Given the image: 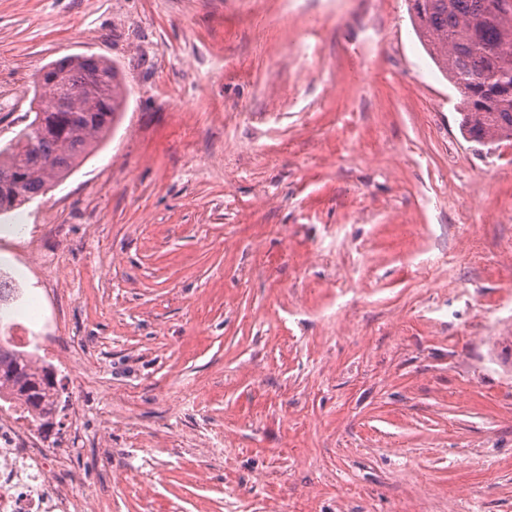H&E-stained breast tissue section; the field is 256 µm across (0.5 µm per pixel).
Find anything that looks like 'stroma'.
Instances as JSON below:
<instances>
[{"instance_id": "stroma-1", "label": "stroma", "mask_w": 512, "mask_h": 512, "mask_svg": "<svg viewBox=\"0 0 512 512\" xmlns=\"http://www.w3.org/2000/svg\"><path fill=\"white\" fill-rule=\"evenodd\" d=\"M76 55L124 108L0 273L92 512H512V139L408 0H0V146Z\"/></svg>"}]
</instances>
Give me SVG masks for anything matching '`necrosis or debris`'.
Returning a JSON list of instances; mask_svg holds the SVG:
<instances>
[{
    "label": "necrosis or debris",
    "instance_id": "necrosis-or-debris-1",
    "mask_svg": "<svg viewBox=\"0 0 512 512\" xmlns=\"http://www.w3.org/2000/svg\"><path fill=\"white\" fill-rule=\"evenodd\" d=\"M87 412L68 410L70 436L46 450L15 401L0 402V512H89L90 494L74 467Z\"/></svg>",
    "mask_w": 512,
    "mask_h": 512
}]
</instances>
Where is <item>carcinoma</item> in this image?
I'll return each mask as SVG.
<instances>
[{
	"label": "carcinoma",
	"mask_w": 512,
	"mask_h": 512,
	"mask_svg": "<svg viewBox=\"0 0 512 512\" xmlns=\"http://www.w3.org/2000/svg\"><path fill=\"white\" fill-rule=\"evenodd\" d=\"M414 31L460 95V128L472 141L512 138V0H409ZM34 111L15 140L0 148V211L34 199L66 178L107 138L126 92L104 57L72 56L50 64ZM49 365L0 343V397L11 396L44 429L56 417L60 381Z\"/></svg>",
	"instance_id": "1"
}]
</instances>
